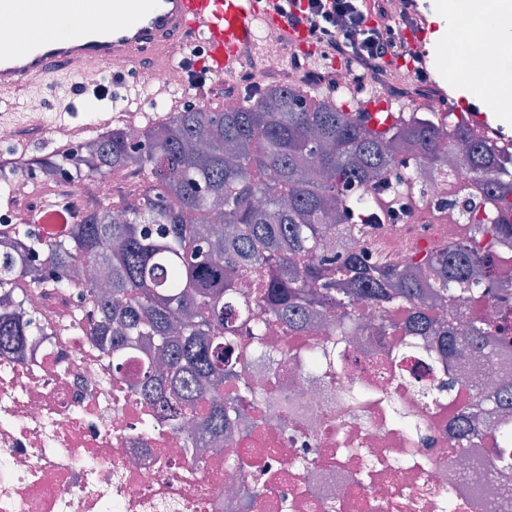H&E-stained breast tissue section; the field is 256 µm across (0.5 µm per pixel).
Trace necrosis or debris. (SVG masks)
Returning <instances> with one entry per match:
<instances>
[{"instance_id": "1", "label": "necrosis or debris", "mask_w": 512, "mask_h": 512, "mask_svg": "<svg viewBox=\"0 0 512 512\" xmlns=\"http://www.w3.org/2000/svg\"><path fill=\"white\" fill-rule=\"evenodd\" d=\"M468 179L463 168L425 179L407 218L343 249L403 261L440 248L478 205L453 191ZM73 303L35 289L41 333L24 352L0 353V512H512V474L480 446L485 424L465 438L453 429L462 408L512 379L511 350L462 353L455 387L441 394L444 374L420 337L275 327L249 356L264 402L239 404L219 447L208 443L204 411L192 413L204 443L192 456L137 389L142 362L113 374L91 348L88 323H61ZM464 314L512 337V302L483 292ZM317 343L332 364L310 374L304 354ZM354 388L364 396L347 401ZM397 407L419 420L417 433L395 422Z\"/></svg>"}]
</instances>
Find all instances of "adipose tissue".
Instances as JSON below:
<instances>
[{
	"label": "adipose tissue",
	"instance_id": "adipose-tissue-1",
	"mask_svg": "<svg viewBox=\"0 0 512 512\" xmlns=\"http://www.w3.org/2000/svg\"><path fill=\"white\" fill-rule=\"evenodd\" d=\"M469 20L466 27L455 25L457 17ZM441 28L448 31V65L452 71L466 73L470 87L495 110L507 109L506 101L497 95L499 86L512 84V0H450L436 17ZM494 28L495 39L478 61L466 55L469 45L476 42L486 28Z\"/></svg>",
	"mask_w": 512,
	"mask_h": 512
}]
</instances>
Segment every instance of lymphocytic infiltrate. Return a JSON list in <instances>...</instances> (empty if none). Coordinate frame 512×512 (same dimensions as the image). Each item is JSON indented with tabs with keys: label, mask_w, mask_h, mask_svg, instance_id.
Wrapping results in <instances>:
<instances>
[{
	"label": "lymphocytic infiltrate",
	"mask_w": 512,
	"mask_h": 512,
	"mask_svg": "<svg viewBox=\"0 0 512 512\" xmlns=\"http://www.w3.org/2000/svg\"><path fill=\"white\" fill-rule=\"evenodd\" d=\"M274 9L286 26L304 28L322 59L344 56L363 70L381 62L405 59L411 49L400 31L416 25L408 10H400L393 24L378 23L383 0H275Z\"/></svg>",
	"instance_id": "1"
}]
</instances>
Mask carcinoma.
I'll return each mask as SVG.
<instances>
[{
  "label": "carcinoma",
  "instance_id": "carcinoma-1",
  "mask_svg": "<svg viewBox=\"0 0 512 512\" xmlns=\"http://www.w3.org/2000/svg\"><path fill=\"white\" fill-rule=\"evenodd\" d=\"M456 143L467 146V189L485 205L467 243L427 251L403 269L381 255L328 251L339 230L368 234L383 197L399 209L426 174L445 173ZM41 167H68L74 181L112 174L139 185L107 205L79 199L78 219L59 238L0 230V351H20L35 335L33 289L77 293V315L112 352V369L122 371L128 350L149 344L140 390L190 448L197 440L184 418L201 404L212 439H224V381H240V398L254 394L239 373L240 340H263L271 319L297 332L320 312L329 330L362 334L360 306L403 313L404 322L387 319L380 329L428 338V358L448 375L460 349L493 354L507 343L489 321L456 323V302L481 288L512 289L492 261L512 239L504 219L512 215V151L433 112L377 130L347 101L305 82L233 109L175 112L135 139L115 127ZM501 391L464 411L461 433L482 415L491 447L508 443L512 381Z\"/></svg>",
  "mask_w": 512,
  "mask_h": 512
}]
</instances>
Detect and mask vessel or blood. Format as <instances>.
I'll return each instance as SVG.
<instances>
[{"label":"vessel or blood","instance_id":"obj_1","mask_svg":"<svg viewBox=\"0 0 512 512\" xmlns=\"http://www.w3.org/2000/svg\"><path fill=\"white\" fill-rule=\"evenodd\" d=\"M270 0H0V16L41 19L42 32L21 37L18 29L0 28V42L16 50L0 56V109L17 111L14 94H38L50 88L55 66L69 79L81 77L94 65L108 69L119 82L118 109L99 113L93 124L73 125L57 118L50 126L51 142L69 143L90 128L137 122L144 111L142 81L172 64H191L216 79L235 74L243 50L262 28L283 35V49L292 50L307 37L306 30L285 27L270 9ZM123 61L119 71L109 70Z\"/></svg>","mask_w":512,"mask_h":512}]
</instances>
